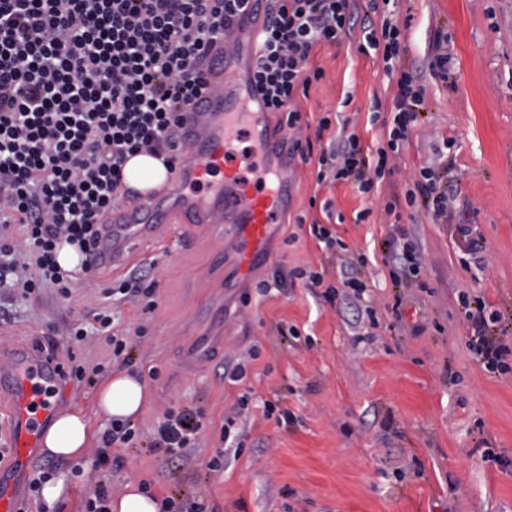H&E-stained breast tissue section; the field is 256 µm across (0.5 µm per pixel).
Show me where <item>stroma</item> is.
<instances>
[{"instance_id": "obj_1", "label": "stroma", "mask_w": 512, "mask_h": 512, "mask_svg": "<svg viewBox=\"0 0 512 512\" xmlns=\"http://www.w3.org/2000/svg\"><path fill=\"white\" fill-rule=\"evenodd\" d=\"M398 21L404 64L426 97L394 173L377 191L365 196L345 182L317 187L316 162L296 159L288 213L265 240L269 261L239 275L232 225L201 224L190 239L169 237L156 268V310L122 305L123 326L147 330L132 368L149 398L133 421L137 441L112 451V495L146 480L157 497L200 496L211 512H512V371L488 372L469 351L461 306L463 295H482L512 345V0H399ZM361 37L356 28L340 45L316 49L325 76L293 102L303 136L314 137V123L329 111L341 113L363 145L378 143L382 130L369 117L388 114L396 86L379 56L359 51ZM439 50L448 55L444 79L430 67ZM445 142L448 166L439 175L451 223L408 207L393 222L387 200ZM314 197L333 201L344 221L331 232L367 257L361 299L340 288L339 261L309 232L319 215ZM365 208L369 218L356 222ZM459 224L470 225L477 253L459 248ZM406 244L422 259L423 287L400 288L390 276L389 255ZM278 266L324 270L335 298L299 284L260 294L257 282ZM124 275L107 270L77 282L68 303L47 290L11 304L0 288V305L12 310L0 323V348L54 340L59 358L109 365L103 337L69 344L66 327L87 318L102 304V288ZM280 324L296 336L279 335ZM253 348L259 357L246 380L225 379L229 360ZM67 389L62 409L86 413L93 450L110 426L96 410V389L74 381ZM267 400L293 423L265 419ZM178 407L201 410L206 427L173 463L152 442L165 411ZM228 417L238 446L225 450L219 431ZM219 453L223 470H209ZM93 459L92 451L71 461L41 452L21 465L7 456L0 488L22 498L33 467L50 465L67 492L54 512H80L97 479Z\"/></svg>"}]
</instances>
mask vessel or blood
Instances as JSON below:
<instances>
[{
  "label": "vessel or blood",
  "instance_id": "obj_1",
  "mask_svg": "<svg viewBox=\"0 0 512 512\" xmlns=\"http://www.w3.org/2000/svg\"><path fill=\"white\" fill-rule=\"evenodd\" d=\"M269 6L270 0H246L237 23L225 31L226 39L242 47V56L225 61L211 90L188 106L177 143L182 160L168 175L166 193L148 191L113 210L98 248L99 265L118 269L133 253L154 247L173 213L188 227L216 218L235 225L241 268L260 256L268 227L278 223L288 203V183L282 167L267 163L262 177L249 182L237 162L232 131L241 125L258 142L284 150L290 146L287 132L273 135L267 130L260 97H253L252 111L236 109L255 65L260 33L255 20L268 16ZM58 385L55 366L43 352L19 347L8 365H0V393L11 396L0 424L6 430L5 445L18 461L42 448L57 412L56 401L46 393Z\"/></svg>",
  "mask_w": 512,
  "mask_h": 512
}]
</instances>
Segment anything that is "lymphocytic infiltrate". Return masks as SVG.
<instances>
[{
    "label": "lymphocytic infiltrate",
    "instance_id": "f902f5d3",
    "mask_svg": "<svg viewBox=\"0 0 512 512\" xmlns=\"http://www.w3.org/2000/svg\"><path fill=\"white\" fill-rule=\"evenodd\" d=\"M244 0H0V285L25 301L52 290L72 297L76 277L96 274L94 258L104 224L117 200L127 197L123 166L129 156L148 153L174 166L175 138L187 105L210 88L211 48L233 26ZM391 0H370L359 16L356 0H272L251 86L264 109L285 113L302 151L301 115L291 103L298 92L322 79L311 66L312 51L334 45L360 28V52L379 54L397 91L390 116L372 113L386 140L362 145L347 127L333 129L331 115L317 121L318 132L332 131L317 160L316 183H353L374 193L393 173L424 104L425 90L403 64L401 29ZM448 189L435 166L421 167L403 195L385 205L423 204L435 220L448 218ZM78 244V271L56 261L61 242ZM112 301L91 321L68 328L70 339L104 337L118 368L131 366L134 338L144 327L121 326L119 307L140 304L156 310L153 267H141L104 288ZM472 330L466 344L488 370L501 368L512 346L491 330L500 321L480 295L462 299ZM204 429L195 410H167L156 428L155 451L181 457Z\"/></svg>",
    "mask_w": 512,
    "mask_h": 512
}]
</instances>
